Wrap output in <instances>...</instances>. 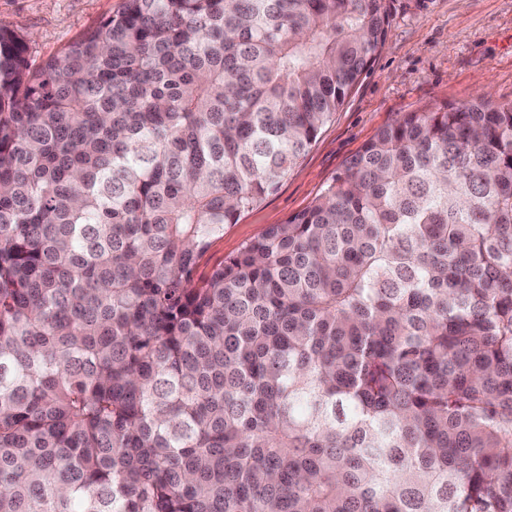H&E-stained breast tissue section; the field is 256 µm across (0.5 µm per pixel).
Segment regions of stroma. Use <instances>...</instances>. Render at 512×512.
<instances>
[{
  "label": "stroma",
  "mask_w": 512,
  "mask_h": 512,
  "mask_svg": "<svg viewBox=\"0 0 512 512\" xmlns=\"http://www.w3.org/2000/svg\"><path fill=\"white\" fill-rule=\"evenodd\" d=\"M122 0H0V25L30 38L38 67L117 12ZM384 41L343 105L278 188L202 256L199 274L274 224L308 208L384 127L408 112L489 96L512 104V0H390Z\"/></svg>",
  "instance_id": "1"
}]
</instances>
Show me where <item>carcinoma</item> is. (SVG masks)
<instances>
[{
  "mask_svg": "<svg viewBox=\"0 0 512 512\" xmlns=\"http://www.w3.org/2000/svg\"><path fill=\"white\" fill-rule=\"evenodd\" d=\"M389 0L0 26V512H512V105L408 112L205 276Z\"/></svg>",
  "mask_w": 512,
  "mask_h": 512,
  "instance_id": "carcinoma-1",
  "label": "carcinoma"
}]
</instances>
